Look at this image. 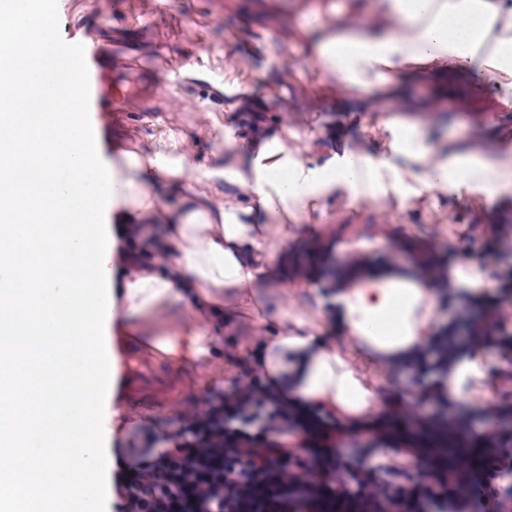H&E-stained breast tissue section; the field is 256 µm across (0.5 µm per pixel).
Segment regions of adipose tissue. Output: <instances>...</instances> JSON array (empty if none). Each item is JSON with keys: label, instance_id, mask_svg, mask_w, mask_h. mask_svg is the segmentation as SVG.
Returning a JSON list of instances; mask_svg holds the SVG:
<instances>
[{"label": "adipose tissue", "instance_id": "obj_1", "mask_svg": "<svg viewBox=\"0 0 512 512\" xmlns=\"http://www.w3.org/2000/svg\"><path fill=\"white\" fill-rule=\"evenodd\" d=\"M53 26L42 0H0V512H58L70 499L99 512L86 489L114 465L103 442L116 422L98 408L96 360L119 272L125 328L162 331L158 349L192 356L211 351L209 316L234 327L252 289L275 288L272 320H256L269 370L302 414L325 404L360 426L375 395L289 317L296 294L287 270L268 261L260 216L339 190L373 196L405 176L431 194L475 183L511 194L512 165L449 155L447 136L407 115L437 111L472 75L492 82L512 112V0H372L318 25L304 62L335 77L342 105L372 112L391 102L402 111L382 124L388 152L346 147L314 165L277 134L255 155L225 153L223 167L206 172L186 150L93 156L82 65L58 63ZM417 77L434 85L435 100L405 97ZM214 179L223 193L210 189ZM161 181L180 183L176 207L159 197ZM105 221L131 230L142 262L120 267L116 239L100 234ZM159 248L170 257L163 271L148 259ZM348 277L356 286L338 298L337 313L352 336L403 364L433 344L435 295L398 275ZM228 290L237 297L229 305Z\"/></svg>", "mask_w": 512, "mask_h": 512}]
</instances>
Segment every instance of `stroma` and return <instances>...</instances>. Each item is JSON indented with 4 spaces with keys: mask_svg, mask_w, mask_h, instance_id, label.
<instances>
[{
    "mask_svg": "<svg viewBox=\"0 0 512 512\" xmlns=\"http://www.w3.org/2000/svg\"><path fill=\"white\" fill-rule=\"evenodd\" d=\"M55 33L73 56L100 53L101 69L122 97L106 99L93 112L100 151L116 155L191 150L199 170L222 165L217 149L227 134L247 152L256 135L287 122L289 145L306 141L309 158L323 163L337 143L366 150L376 146L380 112H348L336 106V86L326 72L300 65L309 38L305 19L286 0H50ZM497 102L459 97L441 113L449 149L480 150L512 160V127L494 122ZM468 111L467 130L455 128L458 110ZM316 140H309L310 132ZM271 259L287 266L288 281L301 293L289 314L311 323L318 339L368 381L391 428L419 434L432 425L452 428L464 443L482 439L484 424L512 401V342L492 343L493 328L512 330V196L483 185L449 191L446 200L412 197L387 211L366 198L329 196L289 218L273 237ZM368 272L399 270L433 290L441 306L431 335L456 330L478 369L451 377L419 373L375 358L349 336L336 313V299L350 282L327 268V256ZM258 336L242 317L229 353L209 359L163 353L153 336H102L100 349L121 368L126 353L157 364L182 365L185 384L162 413L124 409L108 393L99 405L118 410L125 430L161 427L211 389L231 388L254 367ZM458 384L459 395L449 387Z\"/></svg>",
    "mask_w": 512,
    "mask_h": 512,
    "instance_id": "35a3bbf8",
    "label": "stroma"
}]
</instances>
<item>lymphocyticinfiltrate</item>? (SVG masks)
<instances>
[{"label": "lymphocytic infiltrate", "mask_w": 512, "mask_h": 512, "mask_svg": "<svg viewBox=\"0 0 512 512\" xmlns=\"http://www.w3.org/2000/svg\"><path fill=\"white\" fill-rule=\"evenodd\" d=\"M270 379L257 366L180 411L174 430L137 433L118 453L114 512H339L347 493L329 485L318 451L348 427L306 425L266 394Z\"/></svg>", "instance_id": "1"}]
</instances>
